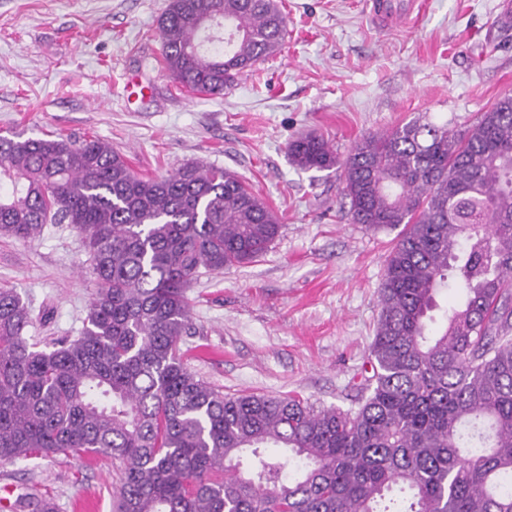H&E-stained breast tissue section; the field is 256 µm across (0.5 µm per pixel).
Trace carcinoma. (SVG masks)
<instances>
[{
  "mask_svg": "<svg viewBox=\"0 0 512 512\" xmlns=\"http://www.w3.org/2000/svg\"><path fill=\"white\" fill-rule=\"evenodd\" d=\"M159 30L176 82L220 95L281 49L286 16L278 0H169ZM288 156L342 168L353 222L402 227L367 395L347 410L225 395L183 364L187 285L262 256L281 229L237 173L144 177L98 139L0 137V237L71 225L96 288L79 335L42 345L0 287L1 465L117 458V512H512V96L463 131L410 121L342 162L310 135ZM448 288L464 298L432 334Z\"/></svg>",
  "mask_w": 512,
  "mask_h": 512,
  "instance_id": "1",
  "label": "carcinoma"
}]
</instances>
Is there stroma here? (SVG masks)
I'll return each instance as SVG.
<instances>
[{
  "instance_id": "obj_1",
  "label": "stroma",
  "mask_w": 512,
  "mask_h": 512,
  "mask_svg": "<svg viewBox=\"0 0 512 512\" xmlns=\"http://www.w3.org/2000/svg\"><path fill=\"white\" fill-rule=\"evenodd\" d=\"M368 0H282L280 51L223 95L166 70L157 20L169 0H0V136L97 138L138 174L188 162L235 171L282 228L256 260L201 274L186 290V366L227 395L296 394L356 406L399 232L352 223L338 170L303 171L291 141L324 137L338 157L364 135L417 120L461 130L512 95V25L498 0H421L419 14L374 22ZM150 83L127 103L129 75ZM0 287H14L37 341L78 336L95 291L84 242L67 224L0 238ZM118 460L69 454L0 465L9 512L29 495L57 512H113Z\"/></svg>"
}]
</instances>
